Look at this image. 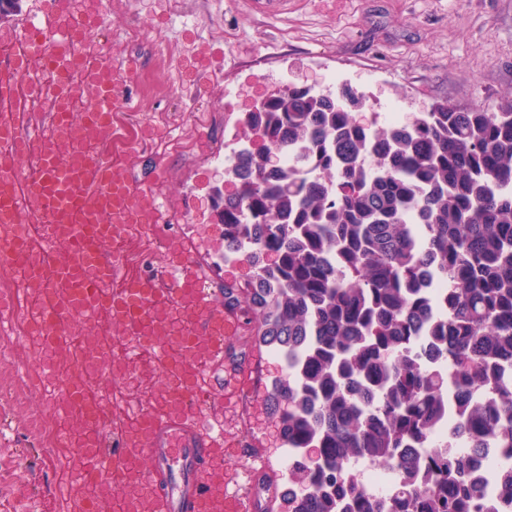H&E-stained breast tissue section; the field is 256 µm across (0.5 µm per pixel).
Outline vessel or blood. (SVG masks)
<instances>
[{
	"label": "vessel or blood",
	"mask_w": 512,
	"mask_h": 512,
	"mask_svg": "<svg viewBox=\"0 0 512 512\" xmlns=\"http://www.w3.org/2000/svg\"><path fill=\"white\" fill-rule=\"evenodd\" d=\"M93 15L74 13L69 0H53L52 13L27 21L26 46L14 53L0 49V99L11 98L17 76L30 62L43 66L29 80L30 93L57 94L79 68L96 88L92 111L74 117L67 108L51 115V136L20 135L13 118L0 120V270L24 273L23 287L32 304L31 331L42 336L60 367L64 353L79 361L65 372L61 411L68 423L64 440L83 460L94 486L73 512H263L266 460L250 454L243 480L222 488L212 466L227 446L244 447L241 438L201 431L192 417L202 372L224 375L225 400L246 402L263 390V356H241L231 339L243 323L236 309L214 300L211 272L200 269L192 247L175 245L179 275L155 269L120 277L134 239L147 237L159 222L163 205L147 187L123 178L99 147L112 136V112L129 110L123 65L89 63L80 47L95 23ZM48 206L54 221L38 237L23 222L28 206ZM93 321L108 331L122 325L145 354L144 376L163 369L168 385L156 392L134 427L114 423L104 436L99 419L104 407L90 406L85 393L101 372L104 351L96 341L70 332L75 320ZM145 480L148 491L132 497Z\"/></svg>",
	"instance_id": "obj_1"
}]
</instances>
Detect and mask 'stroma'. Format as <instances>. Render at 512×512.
I'll return each mask as SVG.
<instances>
[{"mask_svg":"<svg viewBox=\"0 0 512 512\" xmlns=\"http://www.w3.org/2000/svg\"><path fill=\"white\" fill-rule=\"evenodd\" d=\"M84 50L127 64L132 127L144 141L113 162L154 185L168 207L165 227L199 244L197 261L234 289L251 271L225 259L210 198L251 97L307 75L365 91L380 112L441 101L496 106L512 95V0H284L271 15L254 0H105ZM49 360L39 337L18 329L0 338V512H68L82 494L71 454L44 461L57 435L32 428L61 394ZM26 363L40 369L42 389L25 378ZM166 382L164 372L145 379L133 369L102 389L130 419L145 393ZM198 384L201 424L228 422L264 452L271 414L263 401L225 402L209 373Z\"/></svg>","mask_w":512,"mask_h":512,"instance_id":"obj_1","label":"stroma"}]
</instances>
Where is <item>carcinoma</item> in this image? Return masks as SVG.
<instances>
[{
  "mask_svg": "<svg viewBox=\"0 0 512 512\" xmlns=\"http://www.w3.org/2000/svg\"><path fill=\"white\" fill-rule=\"evenodd\" d=\"M351 87L328 102L292 85L245 117L225 251L253 271L244 302L287 372L268 390L295 450L279 512H496L512 500V99L493 111L435 103L375 130ZM266 149L300 168L267 169ZM336 255L332 267L330 255ZM448 278L428 310L429 266ZM448 418V445L423 448ZM463 434L470 450L451 446ZM392 470L389 493L354 463Z\"/></svg>",
  "mask_w": 512,
  "mask_h": 512,
  "instance_id": "carcinoma-1",
  "label": "carcinoma"
}]
</instances>
